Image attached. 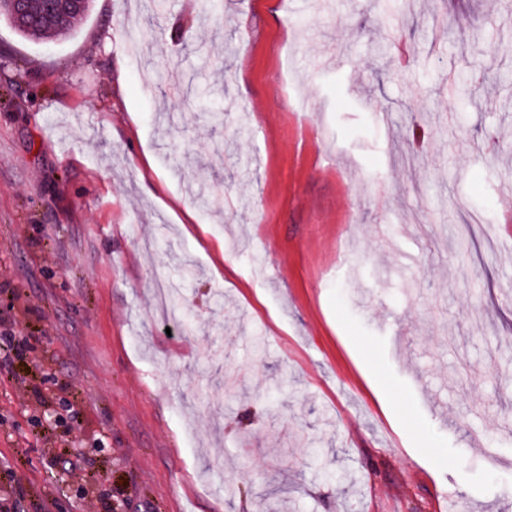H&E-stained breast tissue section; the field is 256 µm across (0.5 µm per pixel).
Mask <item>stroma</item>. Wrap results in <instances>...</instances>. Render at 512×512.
I'll return each mask as SVG.
<instances>
[{"label": "stroma", "mask_w": 512, "mask_h": 512, "mask_svg": "<svg viewBox=\"0 0 512 512\" xmlns=\"http://www.w3.org/2000/svg\"><path fill=\"white\" fill-rule=\"evenodd\" d=\"M148 9L0 21V498L512 512V0Z\"/></svg>", "instance_id": "obj_1"}]
</instances>
